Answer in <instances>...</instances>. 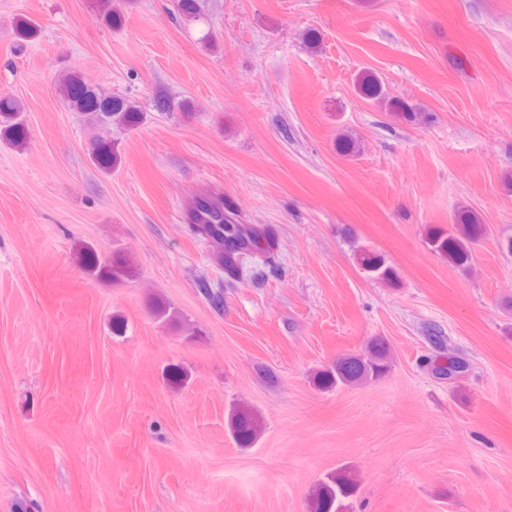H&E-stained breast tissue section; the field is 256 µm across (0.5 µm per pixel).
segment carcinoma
Returning a JSON list of instances; mask_svg holds the SVG:
<instances>
[{
	"label": "carcinoma",
	"mask_w": 512,
	"mask_h": 512,
	"mask_svg": "<svg viewBox=\"0 0 512 512\" xmlns=\"http://www.w3.org/2000/svg\"><path fill=\"white\" fill-rule=\"evenodd\" d=\"M359 90L373 99L382 95V87L373 75L360 80ZM63 93L109 132L114 123L135 126L140 121V112L132 102L119 98H100L77 80L64 84ZM22 112V106L16 100L0 99V137L17 146L23 145L27 137ZM91 161L100 170L110 171L120 164L121 157L112 149V140L101 137L92 144ZM189 220L196 224L197 234L210 239L220 249L224 275L229 282L242 278L248 257L261 253L267 262L273 258L272 234L234 223L224 211V201L219 196H200ZM484 233L485 227L478 217L464 210L458 214L456 223L451 227L430 230L428 243L433 252L449 263L464 267L472 261L473 245L482 239ZM357 255L360 268L371 278L395 280L396 273L383 255L366 248L357 250ZM85 268L92 276L105 271L114 281L131 274L130 266L117 261L104 264L92 250L85 255ZM391 363L390 348L384 341L376 340L363 354L338 359L331 368L317 375V381L324 386L359 385L384 376L391 368ZM229 429L242 447L252 445L259 432L256 418L245 407L232 411ZM356 492L355 478L347 471H338L313 486L309 494V512H352L350 499Z\"/></svg>",
	"instance_id": "cac0c4a2"
}]
</instances>
